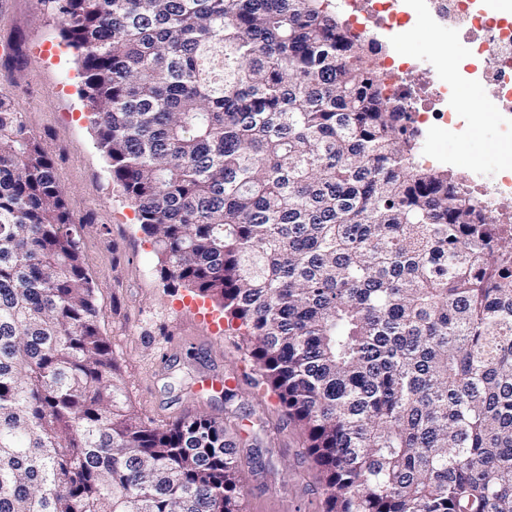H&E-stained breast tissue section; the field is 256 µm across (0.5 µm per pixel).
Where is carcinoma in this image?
Returning a JSON list of instances; mask_svg holds the SVG:
<instances>
[{"label": "carcinoma", "instance_id": "carcinoma-1", "mask_svg": "<svg viewBox=\"0 0 512 512\" xmlns=\"http://www.w3.org/2000/svg\"><path fill=\"white\" fill-rule=\"evenodd\" d=\"M160 274L216 301L326 512H512V237L331 0H62ZM52 160L0 97V512H241L237 444L124 401Z\"/></svg>", "mask_w": 512, "mask_h": 512}]
</instances>
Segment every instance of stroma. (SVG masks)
Here are the masks:
<instances>
[{
    "label": "stroma",
    "instance_id": "stroma-1",
    "mask_svg": "<svg viewBox=\"0 0 512 512\" xmlns=\"http://www.w3.org/2000/svg\"><path fill=\"white\" fill-rule=\"evenodd\" d=\"M60 29L53 0H8L0 9V96L21 112L52 159L72 219L84 227L82 258L100 328L131 409L152 426L188 413L222 422L238 447L244 512H323V488L303 431L274 396L258 391L259 374L221 309L161 278L155 247L98 145L80 68ZM450 37L449 29L424 21L399 34L395 46L426 66L440 60ZM460 84L471 97L466 132L453 135L432 123L420 138V163L438 170L448 160L490 183L512 168V140L499 135L512 113L485 110L478 81L465 76ZM216 374L223 387H202Z\"/></svg>",
    "mask_w": 512,
    "mask_h": 512
}]
</instances>
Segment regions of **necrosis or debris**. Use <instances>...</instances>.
Instances as JSON below:
<instances>
[{
	"instance_id": "4bbe7bcc",
	"label": "necrosis or debris",
	"mask_w": 512,
	"mask_h": 512,
	"mask_svg": "<svg viewBox=\"0 0 512 512\" xmlns=\"http://www.w3.org/2000/svg\"><path fill=\"white\" fill-rule=\"evenodd\" d=\"M345 21L361 34L376 32L378 66L388 95L400 98L413 128L431 122L461 130L465 122L456 84L461 75L477 77L488 91L487 105L512 112V0H343ZM442 22L464 45L461 62L436 66L418 77L417 63L391 48L389 38L417 18Z\"/></svg>"
}]
</instances>
